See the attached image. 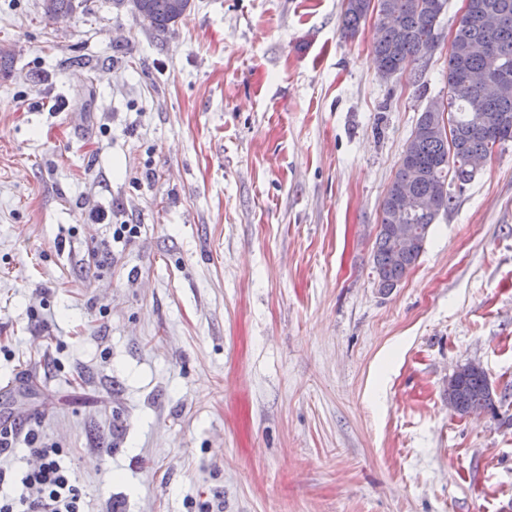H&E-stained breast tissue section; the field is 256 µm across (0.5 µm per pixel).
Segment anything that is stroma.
Listing matches in <instances>:
<instances>
[{
	"label": "stroma",
	"instance_id": "35a3bbf8",
	"mask_svg": "<svg viewBox=\"0 0 512 512\" xmlns=\"http://www.w3.org/2000/svg\"><path fill=\"white\" fill-rule=\"evenodd\" d=\"M464 3L384 79L344 0H193L164 34L0 0V416L88 512H512V141L397 288L372 270ZM469 362L499 400L462 417Z\"/></svg>",
	"mask_w": 512,
	"mask_h": 512
}]
</instances>
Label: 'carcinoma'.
I'll return each mask as SVG.
<instances>
[{"mask_svg":"<svg viewBox=\"0 0 512 512\" xmlns=\"http://www.w3.org/2000/svg\"><path fill=\"white\" fill-rule=\"evenodd\" d=\"M149 29L164 33L175 22L171 0H138ZM86 0H43L52 21H66ZM343 31L354 36L375 14L380 37L373 44L377 67L403 73L411 64L420 70L422 47L436 36L446 0H344ZM512 0H469V20L457 26L448 52V102L422 112L406 143L395 176L381 203L373 253L379 291L389 293L413 269L424 251L429 229L440 213L452 208L459 189L470 183L473 161L486 162L496 146L512 141ZM414 203L401 209L402 191ZM405 232L411 249L397 246ZM448 401L467 416L493 408L485 370L468 365L448 379Z\"/></svg>","mask_w":512,"mask_h":512,"instance_id":"obj_1","label":"carcinoma"}]
</instances>
